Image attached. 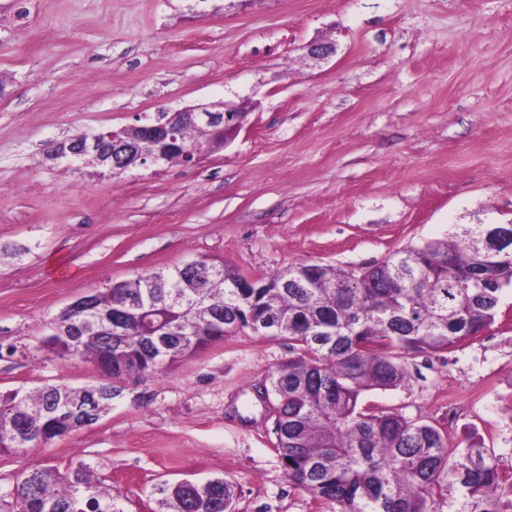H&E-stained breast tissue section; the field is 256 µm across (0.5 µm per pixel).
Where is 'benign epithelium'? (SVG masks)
Here are the masks:
<instances>
[{
    "mask_svg": "<svg viewBox=\"0 0 512 512\" xmlns=\"http://www.w3.org/2000/svg\"><path fill=\"white\" fill-rule=\"evenodd\" d=\"M334 53L333 43L314 41L307 45V55L314 60H325ZM185 122L196 123L205 128L201 139L182 148L183 154L193 164L233 140L244 126V117L224 108L222 103L189 105L174 112H165L155 121L137 126L139 142L153 148L150 153L128 146L116 136L112 137V146L119 150L121 159L109 164L111 174L119 175L131 167L167 161L169 153L179 147L173 134ZM98 143L97 134L82 136L76 145L59 142L48 152L47 159H80L83 154L97 150ZM511 229L512 222L484 225L477 230L475 245L496 253L512 238L509 234Z\"/></svg>",
    "mask_w": 512,
    "mask_h": 512,
    "instance_id": "benign-epithelium-1",
    "label": "benign epithelium"
}]
</instances>
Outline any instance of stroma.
I'll return each instance as SVG.
<instances>
[{
  "label": "stroma",
  "instance_id": "obj_1",
  "mask_svg": "<svg viewBox=\"0 0 512 512\" xmlns=\"http://www.w3.org/2000/svg\"><path fill=\"white\" fill-rule=\"evenodd\" d=\"M314 40L335 43L324 62ZM246 108L195 166L116 177L48 143L187 105ZM512 221V0H0V393L98 383L42 344L81 296L208 259L262 277L372 265ZM287 341L244 329L147 378L70 436L0 453V487L82 459L126 512L221 477L234 512H332L293 485L253 389ZM364 401L482 441L512 472V288L496 322Z\"/></svg>",
  "mask_w": 512,
  "mask_h": 512
}]
</instances>
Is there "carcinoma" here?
<instances>
[{
    "label": "carcinoma",
    "instance_id": "obj_1",
    "mask_svg": "<svg viewBox=\"0 0 512 512\" xmlns=\"http://www.w3.org/2000/svg\"><path fill=\"white\" fill-rule=\"evenodd\" d=\"M87 163L108 168L112 131ZM213 273L147 271L80 297L47 324L44 343L63 354L112 362L110 380L45 384L0 395V453L20 454L51 426L79 431L112 410V380L152 374L245 328H276L294 357L265 384L276 408L275 449L293 484L336 504V512H512V475L479 444L451 447L448 433L363 404L374 389L407 377L404 359L439 356L495 323L512 288V243L496 255L470 233L396 251L360 274L290 266L259 288L208 260ZM170 512H228L222 478L157 488ZM0 512H125L112 487L80 460L62 473L34 469L0 491Z\"/></svg>",
    "mask_w": 512,
    "mask_h": 512
}]
</instances>
